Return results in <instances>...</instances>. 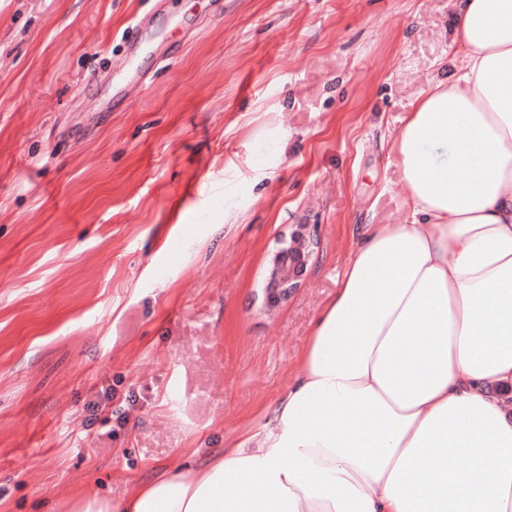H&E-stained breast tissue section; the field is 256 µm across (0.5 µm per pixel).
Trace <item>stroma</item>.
Masks as SVG:
<instances>
[{
	"mask_svg": "<svg viewBox=\"0 0 512 512\" xmlns=\"http://www.w3.org/2000/svg\"><path fill=\"white\" fill-rule=\"evenodd\" d=\"M152 7L0 0V512L258 431L362 227L406 216L401 118L461 65L455 0H168L128 107L115 63ZM312 244L313 240L309 235L294 233L290 237L289 245L273 258L270 282L281 288L282 296H288L296 286L295 281L307 263Z\"/></svg>",
	"mask_w": 512,
	"mask_h": 512,
	"instance_id": "35a3bbf8",
	"label": "stroma"
}]
</instances>
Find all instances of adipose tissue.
<instances>
[{"label":"adipose tissue","mask_w":512,"mask_h":512,"mask_svg":"<svg viewBox=\"0 0 512 512\" xmlns=\"http://www.w3.org/2000/svg\"><path fill=\"white\" fill-rule=\"evenodd\" d=\"M453 42L393 140L407 214L365 225L261 429L54 512H512V0H457Z\"/></svg>","instance_id":"1"}]
</instances>
